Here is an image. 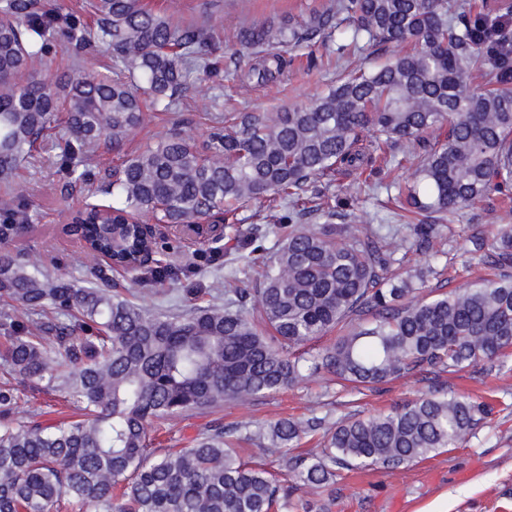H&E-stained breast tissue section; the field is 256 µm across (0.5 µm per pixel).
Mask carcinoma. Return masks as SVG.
Segmentation results:
<instances>
[{"label": "carcinoma", "mask_w": 512, "mask_h": 512, "mask_svg": "<svg viewBox=\"0 0 512 512\" xmlns=\"http://www.w3.org/2000/svg\"><path fill=\"white\" fill-rule=\"evenodd\" d=\"M86 32L44 0H0V512H313L303 493H320L342 470H395L468 440L490 414L454 395L426 394L366 417L281 419L267 437L286 448L323 433L324 448L290 457L292 482L243 462L218 424L185 448H156L155 420L247 404L328 371L363 386L439 366L450 372L512 348V275L479 277L465 288L424 294L431 266L402 270L385 245L383 225L361 231L335 223L351 204L336 195L304 196L340 175L354 193L381 166L409 172L403 205L435 222L512 188V42L489 22L512 3L450 13L448 0H336L300 28L266 20L240 28L241 52L310 43L350 23L354 44L406 45L390 62L356 59L347 76L312 105L286 112H234L206 140L173 131L107 175L109 204L86 203L74 215L90 251L148 281L174 280L154 257L135 219L201 224L224 215V236L241 232L229 216L251 203H286L288 231L265 262L262 284L241 288L236 273L209 288L224 304L173 314L73 279L52 278L42 263L10 248L30 219L18 191L20 165L55 142L66 186L88 181L87 161L101 147L120 149L144 120L143 104L168 111L192 77L214 69L203 33L156 12L143 0H96ZM79 53L95 43L112 73L64 70L57 88L34 78L32 63L56 36ZM287 61L271 53L248 64L258 85L276 80ZM371 140L363 141V132ZM316 212L321 224L299 219ZM407 252L427 257L437 225L411 224ZM480 261L512 268V212L490 238L472 236ZM356 316L362 324L304 357L297 351ZM74 317L78 324H57ZM55 331L56 348L44 333ZM30 380L80 414L41 426L20 409Z\"/></svg>", "instance_id": "obj_1"}]
</instances>
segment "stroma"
Segmentation results:
<instances>
[{
	"mask_svg": "<svg viewBox=\"0 0 512 512\" xmlns=\"http://www.w3.org/2000/svg\"><path fill=\"white\" fill-rule=\"evenodd\" d=\"M328 2L245 0L244 7L228 10L222 0H180L185 20L205 29L213 28L208 48L218 63L217 72L199 74L181 93L186 103L183 115L196 140L207 137L210 113L285 112L313 104L335 84L342 67L332 55L323 57L320 66L312 69L307 65L304 49L281 47V55L290 62L287 72L274 83L258 86L244 83L236 54L235 35L242 24L268 17L296 22ZM204 98L211 102L207 114L193 108L195 101ZM144 112L142 126L122 150H101L88 164L91 172L117 167L126 156L170 132L173 114L150 105ZM405 178V170L399 168L382 175L379 184L364 189L349 209L350 223L364 229L377 224H401V211L385 185L392 181L404 183ZM62 181L61 172L53 165L38 164L23 170L20 186L35 222L16 239L15 248L41 256L50 275L74 277L84 286L98 285L97 271L106 268L113 288L127 296L134 294L135 274L107 269L105 260L81 249L63 233L71 209L83 204L85 193L77 189L68 200H61L52 187ZM499 215L500 202L493 195L440 226L435 239L439 255L431 286L450 290L469 280L472 265H479L477 255L470 252L469 237L478 233L491 235ZM236 217L243 232L237 242L224 238L194 242L166 234L157 236L159 252L180 275L175 282L153 283L155 307L190 311L208 302L212 279L229 271L236 272L246 287H253L261 276L264 255L276 251L283 232L267 223L263 213L253 206L239 209ZM256 243L261 244V251H253ZM429 392L466 396L488 404L491 414L461 447L443 450L396 471L369 467L343 473L314 497L315 506L323 512H512V348L493 363L481 362L454 373L435 368L369 389L352 388L323 371L248 405L228 403L206 414L160 423L156 436L161 447L179 448L219 422L234 429L233 444L243 449L245 459L279 471L283 468L282 452L271 447L264 436L277 419L313 414L334 419L345 414L387 412Z\"/></svg>",
	"mask_w": 512,
	"mask_h": 512,
	"instance_id": "1",
	"label": "stroma"
}]
</instances>
